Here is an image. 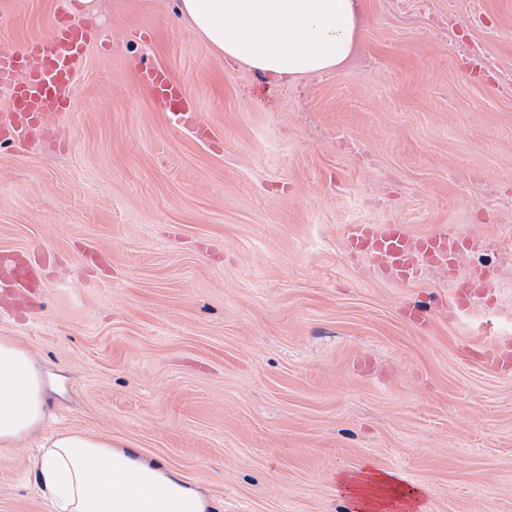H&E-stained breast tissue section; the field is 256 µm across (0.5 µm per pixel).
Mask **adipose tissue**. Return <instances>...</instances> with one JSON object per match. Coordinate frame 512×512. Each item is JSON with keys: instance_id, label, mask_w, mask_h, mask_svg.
<instances>
[{"instance_id": "obj_1", "label": "adipose tissue", "mask_w": 512, "mask_h": 512, "mask_svg": "<svg viewBox=\"0 0 512 512\" xmlns=\"http://www.w3.org/2000/svg\"><path fill=\"white\" fill-rule=\"evenodd\" d=\"M174 11L224 58L274 84L341 70L363 29L360 0H174ZM46 387L29 348L0 336V451L44 432L35 477L50 512H220L198 486L106 434L46 432ZM340 488L355 512L415 507L419 489L397 474L364 467Z\"/></svg>"}]
</instances>
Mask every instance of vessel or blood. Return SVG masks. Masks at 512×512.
I'll use <instances>...</instances> for the list:
<instances>
[{"label": "vessel or blood", "mask_w": 512, "mask_h": 512, "mask_svg": "<svg viewBox=\"0 0 512 512\" xmlns=\"http://www.w3.org/2000/svg\"><path fill=\"white\" fill-rule=\"evenodd\" d=\"M102 35V30L74 21L69 0H56L49 38L22 51L0 50V99L8 105L0 114L1 147L55 142L58 120L72 108L75 80L86 68L91 45ZM138 71L157 108L176 115L185 128L200 127L194 101L169 71L146 58ZM345 238L358 264L398 270L405 282L418 277L425 264L450 263L455 251V240L444 228L414 236L400 224H355ZM40 282L37 265H0V291L5 295L28 293Z\"/></svg>", "instance_id": "b4317fda"}]
</instances>
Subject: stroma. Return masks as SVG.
<instances>
[{"label": "stroma", "mask_w": 512, "mask_h": 512, "mask_svg": "<svg viewBox=\"0 0 512 512\" xmlns=\"http://www.w3.org/2000/svg\"><path fill=\"white\" fill-rule=\"evenodd\" d=\"M345 69L274 86L216 54L173 0H97L61 150L0 151V252L44 292L0 310L53 387L48 430L111 435L222 512H351L337 475L424 487L425 512H512V0H363ZM481 11L486 26L467 22ZM0 49L46 39L55 0H0ZM480 45L466 70L453 44ZM169 68L217 135L156 110L133 60ZM351 224L448 227L445 271L402 288L349 260ZM435 302L428 324L412 308ZM37 441L0 458V512H49Z\"/></svg>", "instance_id": "stroma-1"}]
</instances>
